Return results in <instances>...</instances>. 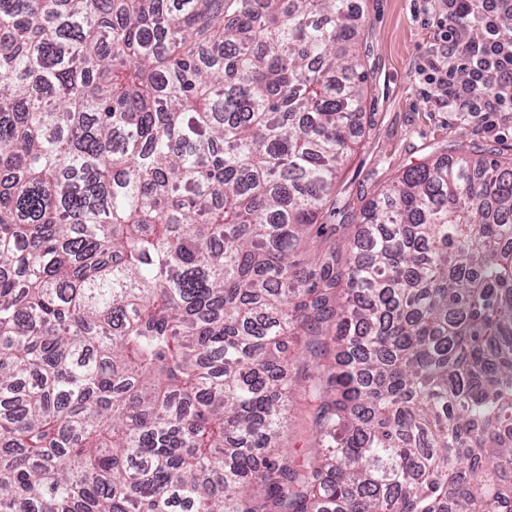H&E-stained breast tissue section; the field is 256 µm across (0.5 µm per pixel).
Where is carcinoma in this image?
<instances>
[{
  "instance_id": "obj_1",
  "label": "carcinoma",
  "mask_w": 512,
  "mask_h": 512,
  "mask_svg": "<svg viewBox=\"0 0 512 512\" xmlns=\"http://www.w3.org/2000/svg\"><path fill=\"white\" fill-rule=\"evenodd\" d=\"M359 37L351 0H0V512H512V162L309 250Z\"/></svg>"
}]
</instances>
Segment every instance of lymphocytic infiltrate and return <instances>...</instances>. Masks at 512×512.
<instances>
[{"instance_id": "f902f5d3", "label": "lymphocytic infiltrate", "mask_w": 512, "mask_h": 512, "mask_svg": "<svg viewBox=\"0 0 512 512\" xmlns=\"http://www.w3.org/2000/svg\"><path fill=\"white\" fill-rule=\"evenodd\" d=\"M436 39L428 83L448 91L458 112H512V0H437ZM476 20L483 37L465 43L459 20Z\"/></svg>"}]
</instances>
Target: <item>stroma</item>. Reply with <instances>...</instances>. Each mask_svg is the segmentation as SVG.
<instances>
[{
    "mask_svg": "<svg viewBox=\"0 0 512 512\" xmlns=\"http://www.w3.org/2000/svg\"><path fill=\"white\" fill-rule=\"evenodd\" d=\"M361 14L360 49L367 74L358 143L336 181L322 218L346 223L406 169L467 149L475 158L512 157V112L475 117L448 104L446 90L421 70L435 55L434 17L424 0H352Z\"/></svg>",
    "mask_w": 512,
    "mask_h": 512,
    "instance_id": "stroma-1",
    "label": "stroma"
}]
</instances>
